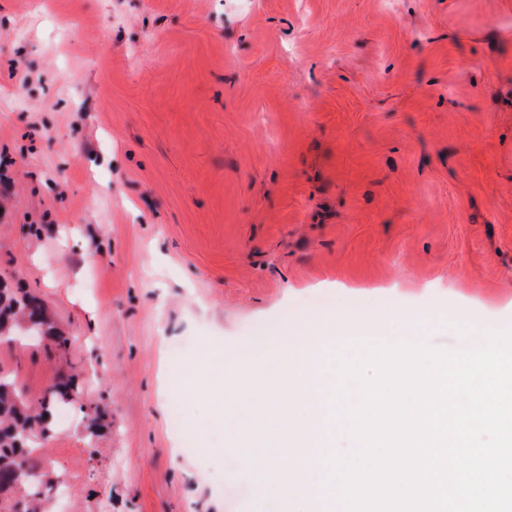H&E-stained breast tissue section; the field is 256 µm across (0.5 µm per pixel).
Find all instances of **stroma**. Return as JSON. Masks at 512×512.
Returning a JSON list of instances; mask_svg holds the SVG:
<instances>
[{
  "label": "stroma",
  "mask_w": 512,
  "mask_h": 512,
  "mask_svg": "<svg viewBox=\"0 0 512 512\" xmlns=\"http://www.w3.org/2000/svg\"><path fill=\"white\" fill-rule=\"evenodd\" d=\"M0 278L71 338L0 374L81 387L44 512H279L218 365L310 318L512 328V0H0Z\"/></svg>",
  "instance_id": "35a3bbf8"
}]
</instances>
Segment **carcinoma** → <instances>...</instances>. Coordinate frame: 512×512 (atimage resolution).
<instances>
[{
	"mask_svg": "<svg viewBox=\"0 0 512 512\" xmlns=\"http://www.w3.org/2000/svg\"><path fill=\"white\" fill-rule=\"evenodd\" d=\"M37 324L58 351L69 347V337L58 330L45 313L40 300L0 280V337L12 336L22 320ZM74 396L71 378L55 383L43 396L39 408L31 407L12 379L0 375V512H14L12 494L17 484H26L29 494H40L49 482L47 474L31 462L32 435L48 437L53 432V409Z\"/></svg>",
	"mask_w": 512,
	"mask_h": 512,
	"instance_id": "cac0c4a2",
	"label": "carcinoma"
}]
</instances>
